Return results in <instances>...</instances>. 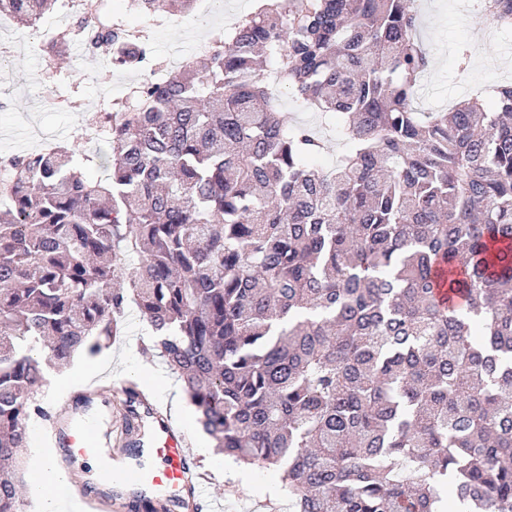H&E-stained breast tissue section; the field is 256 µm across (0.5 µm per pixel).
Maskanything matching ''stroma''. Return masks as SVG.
Wrapping results in <instances>:
<instances>
[{
	"label": "stroma",
	"instance_id": "obj_1",
	"mask_svg": "<svg viewBox=\"0 0 512 512\" xmlns=\"http://www.w3.org/2000/svg\"><path fill=\"white\" fill-rule=\"evenodd\" d=\"M223 12L200 13L198 18L166 21L161 28L147 27L161 62L179 54H188L196 41L221 28L222 20L233 14H249L258 9L261 0H223ZM471 0H416L414 7L421 19L419 36L432 60L431 68L420 81L415 107L420 112L446 110L457 100L474 92L489 93L494 87L512 83V34L507 29L479 20L470 8ZM31 31L12 24L6 38L11 45L8 69L0 76V91L8 105L0 110V157L34 151L36 144L27 136L29 126L63 143L77 141L80 129L104 111L113 98H119L123 86L136 82L141 74L133 68L114 66L107 58L89 54L84 47L73 46L54 65H47L41 54L29 46ZM468 51L467 67H460L461 51ZM53 93L79 100L81 107L73 112H60L43 105L41 93ZM273 95L280 111L301 124L317 129L324 142L322 162L334 164L346 145L336 131L322 124L318 114L291 97L280 87ZM112 369L93 379L87 389L72 386L66 390L46 388L37 394V403L54 408L60 417L75 423L96 421L104 438V446L116 458H125V411L114 392L116 381L124 378L147 380L157 376L179 386L180 381L152 348V336L145 321L128 312L121 336L112 341ZM90 399L89 407L73 404L76 395ZM183 425L189 447L197 451L198 472L208 476L207 494L222 502L224 512H288L279 473L273 468L252 466L247 477H239L238 464L219 456L201 430L196 416ZM47 421L29 422L31 440L23 458V474L31 476L45 453H52L60 471L66 476L75 503L85 500L80 485L97 486V474L89 462L72 455L65 444L46 445L38 436Z\"/></svg>",
	"mask_w": 512,
	"mask_h": 512
}]
</instances>
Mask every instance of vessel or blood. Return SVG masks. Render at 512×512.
<instances>
[{
  "label": "vessel or blood",
  "instance_id": "vessel-or-blood-1",
  "mask_svg": "<svg viewBox=\"0 0 512 512\" xmlns=\"http://www.w3.org/2000/svg\"><path fill=\"white\" fill-rule=\"evenodd\" d=\"M145 415L152 420L146 440L152 466L143 468L105 457L95 434L79 422L72 425L68 437L73 455L101 459L103 471L120 473L126 485L168 494L174 512H181L188 498L206 502V488L194 474L195 463L188 452L185 428L160 417L153 408L146 410Z\"/></svg>",
  "mask_w": 512,
  "mask_h": 512
}]
</instances>
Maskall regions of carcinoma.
<instances>
[{
  "mask_svg": "<svg viewBox=\"0 0 512 512\" xmlns=\"http://www.w3.org/2000/svg\"><path fill=\"white\" fill-rule=\"evenodd\" d=\"M59 0H0L29 26ZM197 0H129L183 15ZM412 0H263L212 51L112 103L107 171L64 146L0 186V512H22L32 355L63 367L134 307L202 430L273 466L292 512H512V84L415 107ZM484 17L512 27V0ZM113 64L138 52L81 19ZM336 123L328 170L266 75ZM448 289L443 299L441 289ZM465 297L463 305L455 298ZM134 416L150 396L131 382Z\"/></svg>",
  "mask_w": 512,
  "mask_h": 512,
  "instance_id": "obj_1",
  "label": "carcinoma"
}]
</instances>
